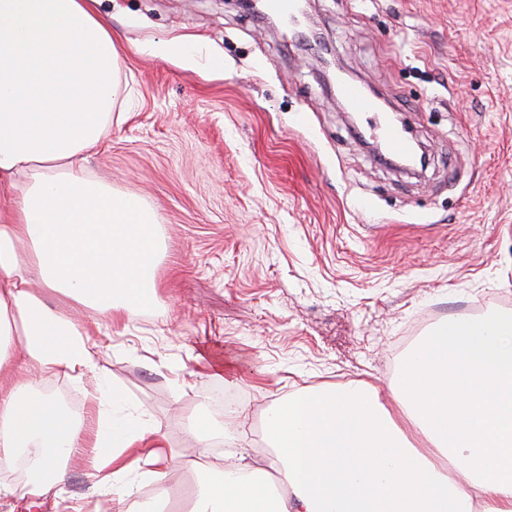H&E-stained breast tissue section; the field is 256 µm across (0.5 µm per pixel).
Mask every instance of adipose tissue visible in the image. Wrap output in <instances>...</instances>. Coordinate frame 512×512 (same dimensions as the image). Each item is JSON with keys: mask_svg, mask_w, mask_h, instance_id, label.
<instances>
[{"mask_svg": "<svg viewBox=\"0 0 512 512\" xmlns=\"http://www.w3.org/2000/svg\"><path fill=\"white\" fill-rule=\"evenodd\" d=\"M97 3L0 0V467L22 451L33 460L0 497L60 489L62 460L90 447L95 484L125 502L134 457L168 458L146 422L116 416V391L90 393L89 432L33 387L37 374L94 371L100 350L34 279L109 318L155 293L154 211L77 163L112 125L121 71ZM391 400L424 446L366 383L305 390L266 415L278 493L240 458L200 483V512H512L511 316L440 324L401 364Z\"/></svg>", "mask_w": 512, "mask_h": 512, "instance_id": "1", "label": "adipose tissue"}]
</instances>
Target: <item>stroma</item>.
Returning a JSON list of instances; mask_svg holds the SVG:
<instances>
[{
    "mask_svg": "<svg viewBox=\"0 0 512 512\" xmlns=\"http://www.w3.org/2000/svg\"><path fill=\"white\" fill-rule=\"evenodd\" d=\"M122 56L112 128L85 165L159 216L156 300L101 322L97 375L39 390L88 414L106 380L125 412L178 451L193 418L223 424L214 392L250 414L239 449L266 469L267 409L306 389L386 388L436 320L512 315V0H312L316 35L273 29L241 0H100ZM185 45L187 57L170 54ZM336 54L429 153L385 165L319 74ZM222 59L214 69L213 59ZM213 445L167 466L185 512L223 471ZM89 449L61 496L0 512H118Z\"/></svg>",
    "mask_w": 512,
    "mask_h": 512,
    "instance_id": "1",
    "label": "stroma"
}]
</instances>
